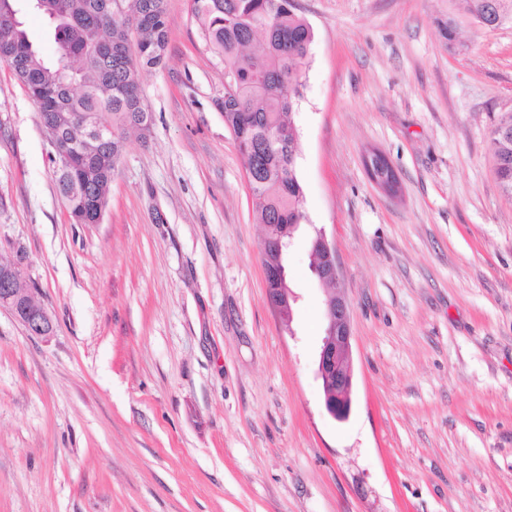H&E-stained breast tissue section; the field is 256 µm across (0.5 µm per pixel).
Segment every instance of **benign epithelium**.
<instances>
[{
    "instance_id": "7a95c632",
    "label": "benign epithelium",
    "mask_w": 512,
    "mask_h": 512,
    "mask_svg": "<svg viewBox=\"0 0 512 512\" xmlns=\"http://www.w3.org/2000/svg\"><path fill=\"white\" fill-rule=\"evenodd\" d=\"M365 165L380 187L392 191L396 187L393 168L386 157L376 151L365 156ZM317 256L313 272L319 281L330 283L337 280L335 249L323 232H318L312 247ZM27 260L23 253L0 262V308L7 309L28 333L48 338L54 333L52 316L36 297V289L21 288L26 280ZM286 269L266 280L267 297L271 306L284 320L289 317L288 304L282 302ZM326 336L319 354L318 375L322 379L325 407L338 420L345 419L343 411L351 408L353 367L351 357L350 307L342 295L327 298Z\"/></svg>"
}]
</instances>
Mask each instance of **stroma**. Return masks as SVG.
<instances>
[{"label":"stroma","instance_id":"stroma-1","mask_svg":"<svg viewBox=\"0 0 512 512\" xmlns=\"http://www.w3.org/2000/svg\"><path fill=\"white\" fill-rule=\"evenodd\" d=\"M294 8L314 41L287 323L190 0H166L150 129L128 134L97 224L70 222L37 107L0 63V260L24 249L57 322L43 340L0 310V512H512V198L491 136L512 24L479 28L456 0ZM319 230L332 287L309 268ZM334 291L342 421L317 374ZM365 165L375 183L388 191L395 189L394 170L383 154L376 151L368 153L365 156ZM285 280L286 269L285 267L282 266L279 273L270 277V279L266 280V286L267 297L271 306L277 311V313L283 320H288V301L287 303L282 302V295L285 289L281 287L285 284ZM325 307L326 336L319 354L318 375L323 382L327 411L343 420L346 417L342 412L348 415L351 408L353 387L350 307L342 295L328 296Z\"/></svg>","mask_w":512,"mask_h":512}]
</instances>
